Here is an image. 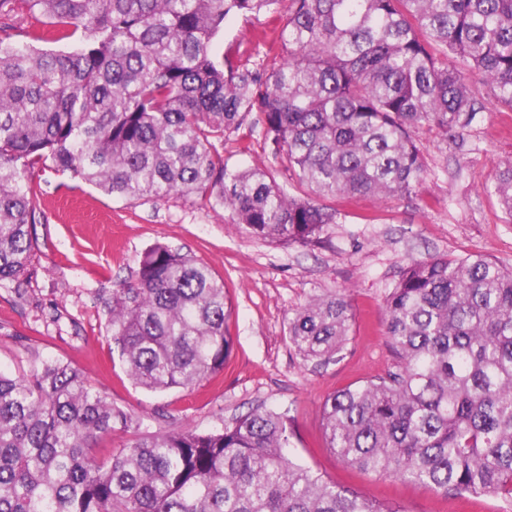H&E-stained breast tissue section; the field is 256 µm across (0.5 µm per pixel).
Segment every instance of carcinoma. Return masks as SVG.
<instances>
[{"mask_svg":"<svg viewBox=\"0 0 512 512\" xmlns=\"http://www.w3.org/2000/svg\"><path fill=\"white\" fill-rule=\"evenodd\" d=\"M0 0V281L35 243L36 165L129 203L198 197L250 237L311 246L339 223L323 200L405 197L426 168L416 133H459L484 111L478 78L512 111V0ZM44 20L43 43L7 19ZM276 15L280 60L240 68L212 50L230 14ZM256 116L273 171L230 170L216 144ZM512 224V158L486 186ZM112 343L137 387L189 390L232 349L224 281L163 243L112 289ZM398 369L323 404L344 463L445 494L512 499V269L483 256L410 261L384 300ZM354 319L345 288L288 320L305 362L335 359ZM124 411L68 363L0 371V512H391L295 463L289 410L210 431L138 435L99 458ZM9 24L12 26L9 30L12 39L19 42H31L27 37V33L42 27L41 23L31 18L25 12H19L15 16H12Z\"/></svg>","mask_w":512,"mask_h":512,"instance_id":"obj_1","label":"carcinoma"}]
</instances>
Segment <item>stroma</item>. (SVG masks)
I'll use <instances>...</instances> for the list:
<instances>
[{"instance_id":"1","label":"stroma","mask_w":512,"mask_h":512,"mask_svg":"<svg viewBox=\"0 0 512 512\" xmlns=\"http://www.w3.org/2000/svg\"><path fill=\"white\" fill-rule=\"evenodd\" d=\"M261 15H232L212 41L215 54L255 68L281 49ZM485 107L463 135L423 131L429 173L409 198L336 197L343 218L318 247L282 246L249 237L201 199L177 196L128 203L51 168L29 172L35 192L36 247L25 293L0 282V371L18 374L45 358L83 370L130 425L115 424L97 456L138 432L208 430L253 408L288 409L294 459L390 512H512L497 495L457 497L430 486L347 467L327 447L325 399L337 389L395 370L383 303L401 269L435 255H483L512 268V224L502 221L485 186L512 157V112L478 85ZM231 168L273 166L260 132L219 148ZM161 242L194 256L223 279L232 306V353L222 373L190 390L151 392L127 377L112 342L104 302L135 282L138 260ZM351 288L354 321L339 360L304 362L288 320L312 297Z\"/></svg>"}]
</instances>
